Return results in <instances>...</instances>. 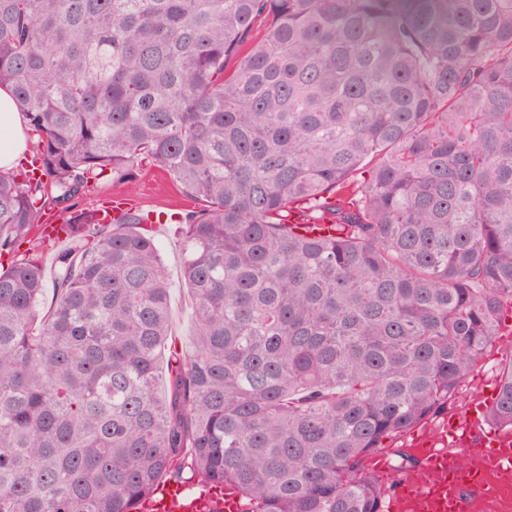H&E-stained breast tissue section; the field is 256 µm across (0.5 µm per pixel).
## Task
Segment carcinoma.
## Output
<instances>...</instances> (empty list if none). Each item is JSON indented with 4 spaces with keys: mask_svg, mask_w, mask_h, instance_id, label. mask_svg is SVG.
I'll list each match as a JSON object with an SVG mask.
<instances>
[{
    "mask_svg": "<svg viewBox=\"0 0 512 512\" xmlns=\"http://www.w3.org/2000/svg\"><path fill=\"white\" fill-rule=\"evenodd\" d=\"M2 85L35 142L0 172V255L144 165L202 205L164 396L146 213L67 218L96 231L57 254L46 317L39 251L0 264V512H143L167 481L382 512L367 457L446 410L512 314V0H0ZM297 202L339 234H299ZM496 377L511 429L512 345Z\"/></svg>",
    "mask_w": 512,
    "mask_h": 512,
    "instance_id": "1",
    "label": "carcinoma"
}]
</instances>
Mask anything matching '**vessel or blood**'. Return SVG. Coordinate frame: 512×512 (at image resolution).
Instances as JSON below:
<instances>
[{"label":"vessel or blood","mask_w":512,"mask_h":512,"mask_svg":"<svg viewBox=\"0 0 512 512\" xmlns=\"http://www.w3.org/2000/svg\"><path fill=\"white\" fill-rule=\"evenodd\" d=\"M484 410L473 401L462 414H452L434 430L417 436L412 450L419 465L397 476L387 455L368 456L367 468L380 480L398 479L388 503L390 512H472L469 493L496 498L495 474L512 471V432L485 433ZM156 512H237L234 499L190 497L184 487L169 483L155 502Z\"/></svg>","instance_id":"vessel-or-blood-1"}]
</instances>
